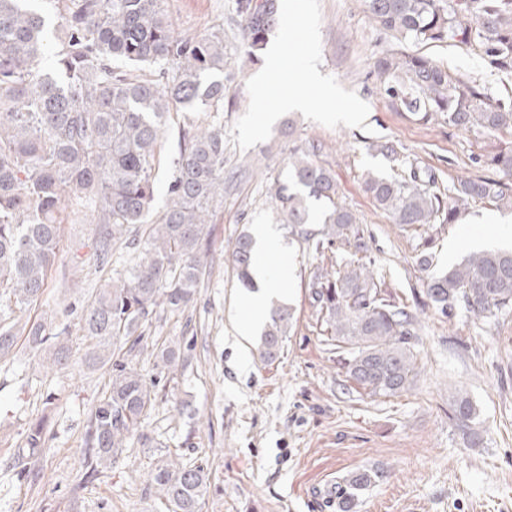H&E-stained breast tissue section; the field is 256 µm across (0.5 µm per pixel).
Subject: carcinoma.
<instances>
[{"mask_svg": "<svg viewBox=\"0 0 512 512\" xmlns=\"http://www.w3.org/2000/svg\"><path fill=\"white\" fill-rule=\"evenodd\" d=\"M30 0H0V358L19 344L49 355L46 369L65 365L69 330L46 317L21 321L17 312L41 300L61 239L62 215L86 211L103 225L94 256L112 263L117 242L143 224L144 257L126 274L96 291L79 322L88 341L82 365L112 364L109 390L92 411L84 465L91 474L112 464L136 441L156 448L160 439L142 430L156 395L130 362L114 363L117 345H140L157 307L183 311L206 275L213 202L224 194V127L202 123L180 136L179 158L168 197L155 209V170L170 104L197 112L224 107V30L183 37L167 21L164 0H54L61 33L50 43L47 16ZM366 12L399 43L461 44L497 72L512 78V0H365ZM250 60L257 61L276 25L275 0H236ZM51 58L49 67L43 65ZM121 61L120 70L113 62ZM373 74L392 107L423 119L440 116L451 128L512 132V86H482L431 56L405 51L376 58ZM317 148L296 150L274 184L271 203L319 253L341 240L354 247L344 269L317 277L313 304L327 325V340L344 354L346 377L357 388L396 396L413 384L414 316L381 288L382 279L361 258L369 250L354 215L336 201V178L314 160ZM497 177L460 178L444 193L431 174H369L364 189L400 226L454 224L477 202L512 208V141L474 158ZM320 209L323 227L305 228ZM238 280L253 283V238L238 235L229 254ZM432 307L450 317L512 314V250L470 254L431 277ZM293 312L270 308L260 357L274 361ZM157 357L168 368L184 361L168 344ZM453 421L475 437L473 404L456 396ZM43 427H34L17 461L43 452ZM371 482L367 471L347 474L336 487V509L349 512L354 491ZM151 485L167 512H201L209 473L170 454L157 461Z\"/></svg>", "mask_w": 512, "mask_h": 512, "instance_id": "obj_1", "label": "carcinoma"}]
</instances>
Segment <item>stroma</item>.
<instances>
[{"label": "stroma", "instance_id": "stroma-1", "mask_svg": "<svg viewBox=\"0 0 512 512\" xmlns=\"http://www.w3.org/2000/svg\"><path fill=\"white\" fill-rule=\"evenodd\" d=\"M294 4L271 36L283 49L282 70L260 96L255 83L264 66L247 56L235 0H165L177 34L223 29L224 72L232 80L223 111L190 112L174 103L166 121L155 169L158 200L167 197L181 130L212 122L224 126V196L213 205V262L194 302L179 314L156 309L146 327L148 347L136 360L156 384V402L144 430L160 438L161 449L210 472L202 512H336L331 491L362 468L377 475L357 491L351 512H512V317L460 310L448 318L426 296L430 274L482 249L511 247L512 223H482L498 212L485 202L458 223L405 230L363 187L367 174L391 176L412 166L433 171L443 186L491 176L475 156L512 135L457 130L394 110L371 70L395 44L364 0ZM424 52L482 84L496 88L506 80L462 46L431 44ZM310 64L334 99L303 85ZM291 93L304 94L307 107L277 111V100ZM346 104L360 112L357 123L339 119ZM384 141L395 144L398 162L377 151ZM310 148L335 173L337 201L356 216L386 290L416 316L419 372L399 395L372 397L347 379L313 307L316 276L348 261L350 248L337 242L315 252L275 219L273 180L286 172L294 150ZM261 224L275 228L280 251L272 261L288 265L285 301L295 310L270 364L259 358L257 337L243 345L235 334L246 289L227 260L236 237ZM100 230L91 214L65 222L45 299L27 311L31 318L55 311L57 322L73 327L71 363L48 372L25 350L0 360V512H165L150 483L160 449L132 444L97 477L85 475L87 425L111 369L81 367L86 343L75 329L96 289L123 274L136 255L119 248L111 264L98 266ZM428 238L434 263L425 272L417 257ZM168 342L179 343L185 357L174 375L157 367L152 353ZM461 390L476 407L475 443L449 418ZM38 422L47 446L26 467L16 466L15 451Z\"/></svg>", "mask_w": 512, "mask_h": 512}]
</instances>
